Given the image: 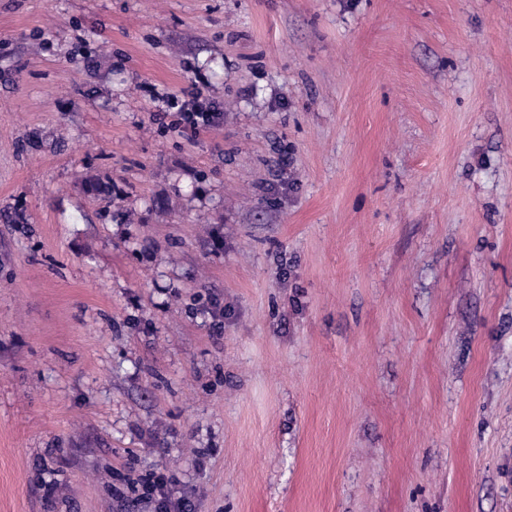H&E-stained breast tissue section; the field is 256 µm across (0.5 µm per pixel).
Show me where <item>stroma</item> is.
Returning a JSON list of instances; mask_svg holds the SVG:
<instances>
[{"label":"stroma","mask_w":512,"mask_h":512,"mask_svg":"<svg viewBox=\"0 0 512 512\" xmlns=\"http://www.w3.org/2000/svg\"><path fill=\"white\" fill-rule=\"evenodd\" d=\"M147 473L512 512V0H0V512ZM190 95L191 99L187 101L184 100L179 108V111L182 112V120L193 128L217 125L221 119L222 112H217L215 109L210 108L204 109L199 105H195L191 110L186 109L185 107L188 106L190 102L198 98L199 93L196 90H192Z\"/></svg>","instance_id":"obj_1"}]
</instances>
